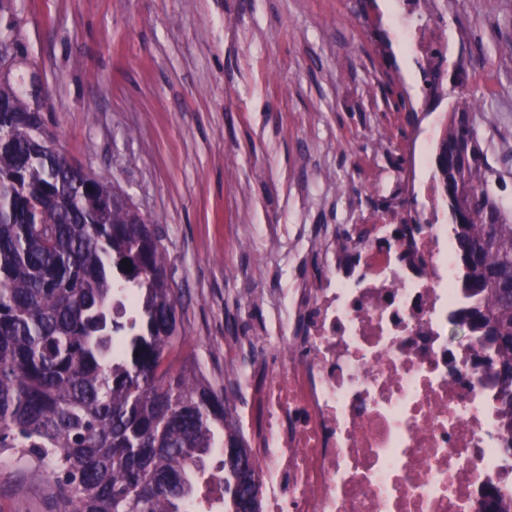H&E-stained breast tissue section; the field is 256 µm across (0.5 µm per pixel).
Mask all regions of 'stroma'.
<instances>
[{"mask_svg": "<svg viewBox=\"0 0 512 512\" xmlns=\"http://www.w3.org/2000/svg\"><path fill=\"white\" fill-rule=\"evenodd\" d=\"M355 0H0L47 99L68 160L106 175L156 225L183 299L180 356L224 387V344L272 313L314 260L315 225L352 224V188L394 172L406 114L377 73L411 90ZM449 44L471 37L480 69L449 107L480 101L478 132L512 205V0H448ZM0 512H55L53 481L0 460Z\"/></svg>", "mask_w": 512, "mask_h": 512, "instance_id": "stroma-1", "label": "stroma"}]
</instances>
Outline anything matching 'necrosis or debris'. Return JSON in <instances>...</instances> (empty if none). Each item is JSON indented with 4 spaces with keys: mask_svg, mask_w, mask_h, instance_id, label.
<instances>
[{
    "mask_svg": "<svg viewBox=\"0 0 512 512\" xmlns=\"http://www.w3.org/2000/svg\"><path fill=\"white\" fill-rule=\"evenodd\" d=\"M397 2L410 109L427 118L448 105L441 0ZM405 150L397 187L410 208H383L368 191L353 230L321 225L308 245L317 275L289 281L274 322L224 352L263 512H478L488 493L512 499L483 350L448 336L463 296L439 179L419 140ZM257 369L264 382L242 389ZM254 404L264 411L256 434Z\"/></svg>",
    "mask_w": 512,
    "mask_h": 512,
    "instance_id": "obj_1",
    "label": "necrosis or debris"
}]
</instances>
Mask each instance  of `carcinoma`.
<instances>
[{
  "instance_id": "cac0c4a2",
  "label": "carcinoma",
  "mask_w": 512,
  "mask_h": 512,
  "mask_svg": "<svg viewBox=\"0 0 512 512\" xmlns=\"http://www.w3.org/2000/svg\"><path fill=\"white\" fill-rule=\"evenodd\" d=\"M24 85L0 77V455L49 473L57 512H193L216 437L243 440L224 393L195 365L172 368L185 336L157 227L52 149ZM472 112L454 110L435 165L467 300L457 324L492 354L511 455L512 211L459 121ZM221 471L224 512H239L256 470Z\"/></svg>"
}]
</instances>
